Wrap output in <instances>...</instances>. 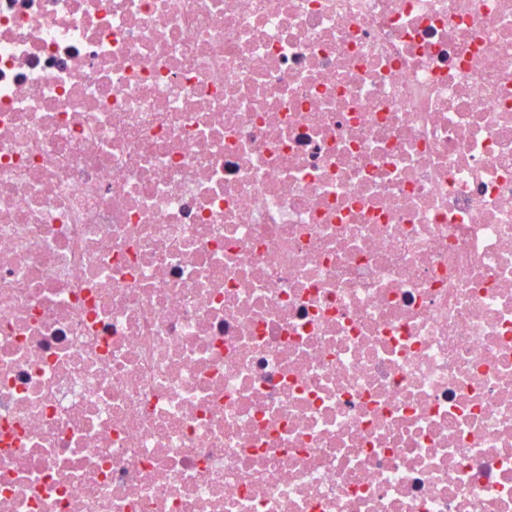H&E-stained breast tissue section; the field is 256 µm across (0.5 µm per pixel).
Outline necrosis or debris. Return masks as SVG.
<instances>
[{
	"instance_id": "4bbe7bcc",
	"label": "necrosis or debris",
	"mask_w": 512,
	"mask_h": 512,
	"mask_svg": "<svg viewBox=\"0 0 512 512\" xmlns=\"http://www.w3.org/2000/svg\"><path fill=\"white\" fill-rule=\"evenodd\" d=\"M0 512H512V0H0Z\"/></svg>"
}]
</instances>
